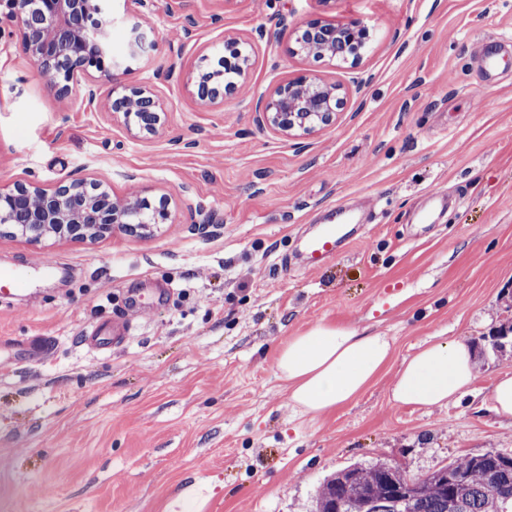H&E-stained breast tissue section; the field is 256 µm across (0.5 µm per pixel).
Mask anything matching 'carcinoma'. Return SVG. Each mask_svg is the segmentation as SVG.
<instances>
[{
  "mask_svg": "<svg viewBox=\"0 0 512 512\" xmlns=\"http://www.w3.org/2000/svg\"><path fill=\"white\" fill-rule=\"evenodd\" d=\"M489 339L495 352L512 345V325ZM315 512H512V454L466 455L421 478L387 460L355 463L323 483Z\"/></svg>",
  "mask_w": 512,
  "mask_h": 512,
  "instance_id": "carcinoma-1",
  "label": "carcinoma"
}]
</instances>
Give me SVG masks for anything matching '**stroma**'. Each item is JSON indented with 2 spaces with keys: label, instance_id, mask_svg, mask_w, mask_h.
Returning <instances> with one entry per match:
<instances>
[{
  "label": "stroma",
  "instance_id": "1",
  "mask_svg": "<svg viewBox=\"0 0 512 512\" xmlns=\"http://www.w3.org/2000/svg\"><path fill=\"white\" fill-rule=\"evenodd\" d=\"M312 19L368 26L361 60L293 55ZM150 21L155 50L117 80L164 100L153 138L90 111L80 87L58 98L18 38L0 53V186L93 178L171 213L142 238L0 235V267L44 265L27 292L0 295V362L15 342L55 340L34 370L0 369V512H169L193 483L208 512H310L357 461L421 477L512 452L489 401L512 351L486 341L512 323V0H154ZM232 35L254 43L247 82L203 107L193 72L217 67ZM301 72L350 95L334 126L286 140L254 103ZM339 204L364 207L365 223L311 269L300 240ZM141 295L154 306L131 316ZM126 319L111 352L81 346L88 326ZM320 324L386 336L392 358L355 400L311 416L275 351ZM433 337L473 345V391L393 403L402 360Z\"/></svg>",
  "mask_w": 512,
  "mask_h": 512
}]
</instances>
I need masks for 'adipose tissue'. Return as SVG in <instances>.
I'll return each mask as SVG.
<instances>
[{
    "mask_svg": "<svg viewBox=\"0 0 512 512\" xmlns=\"http://www.w3.org/2000/svg\"><path fill=\"white\" fill-rule=\"evenodd\" d=\"M391 355L385 336L321 325L279 346L276 367L294 406L316 416L355 399L384 370ZM476 381L474 350L468 341L428 342L401 362L391 399L401 405L440 406L462 396Z\"/></svg>",
    "mask_w": 512,
    "mask_h": 512,
    "instance_id": "ef3b65f1",
    "label": "adipose tissue"
}]
</instances>
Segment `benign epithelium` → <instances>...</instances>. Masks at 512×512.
Returning a JSON list of instances; mask_svg holds the SVG:
<instances>
[{
	"label": "benign epithelium",
	"mask_w": 512,
	"mask_h": 512,
	"mask_svg": "<svg viewBox=\"0 0 512 512\" xmlns=\"http://www.w3.org/2000/svg\"><path fill=\"white\" fill-rule=\"evenodd\" d=\"M137 16L127 31V50L121 57L103 44L90 40L81 27L83 17L93 13L96 0H0V34L14 28L24 50L38 71L51 79L56 93L65 98L75 82L83 83L87 105L94 111L122 116L124 125L143 136H157L164 124V105L148 86H112L101 93L103 82L128 70L130 63L155 48L154 28L142 23L152 0H127ZM368 37L357 22L308 21L296 31L295 54L335 59L358 57ZM233 53L224 65L245 80L251 55L240 48L241 40L227 38ZM240 86L224 82V72L197 69L193 95L203 106L224 103V97ZM339 85L312 74L288 78L260 95L255 104L259 125L286 139L311 135L336 123L344 97ZM149 201L139 194L114 196L100 183L59 184L52 188L16 182L0 187V224H10L26 238L37 242L46 236L88 240L123 228L137 231L131 216Z\"/></svg>",
	"instance_id": "7a95c632"
}]
</instances>
